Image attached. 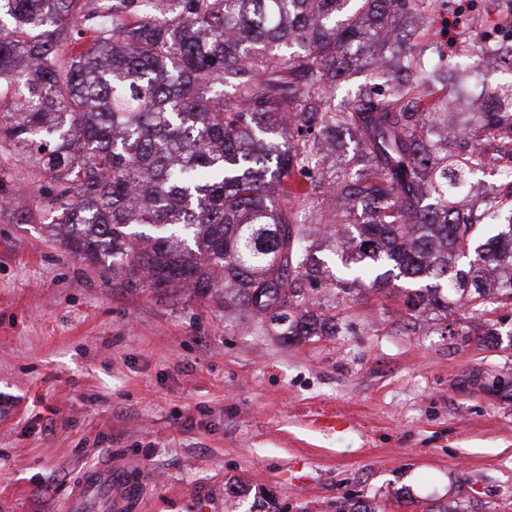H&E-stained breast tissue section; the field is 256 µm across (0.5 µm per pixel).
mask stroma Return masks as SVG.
Returning a JSON list of instances; mask_svg holds the SVG:
<instances>
[{"mask_svg":"<svg viewBox=\"0 0 512 512\" xmlns=\"http://www.w3.org/2000/svg\"><path fill=\"white\" fill-rule=\"evenodd\" d=\"M341 319L290 344L221 299L113 284L40 209L0 210V512H108L73 498L108 463L128 512H512V348L363 286ZM475 369L504 386H463Z\"/></svg>","mask_w":512,"mask_h":512,"instance_id":"1","label":"stroma"}]
</instances>
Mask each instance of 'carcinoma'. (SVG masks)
Listing matches in <instances>:
<instances>
[{
	"instance_id": "cac0c4a2",
	"label": "carcinoma",
	"mask_w": 512,
	"mask_h": 512,
	"mask_svg": "<svg viewBox=\"0 0 512 512\" xmlns=\"http://www.w3.org/2000/svg\"><path fill=\"white\" fill-rule=\"evenodd\" d=\"M451 0H0V153L38 183L64 248L124 288L224 297L284 340L336 326L365 280L411 317L512 309V150L491 88L463 133L440 47L401 20ZM463 35L473 72L512 45ZM344 132L337 166L324 149ZM318 168L313 176L310 169ZM15 201L0 176V210ZM328 227V261L308 219ZM498 222L484 238L479 228Z\"/></svg>"
}]
</instances>
